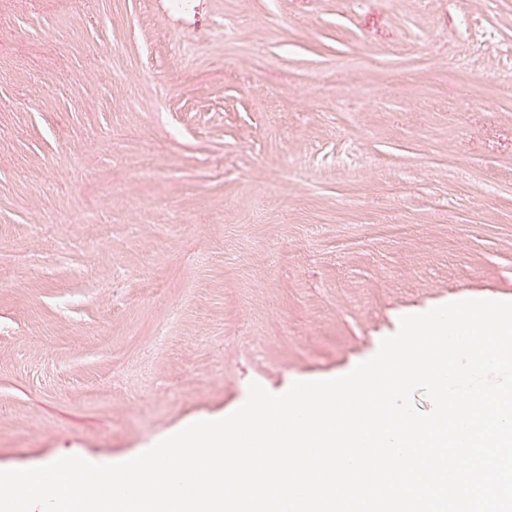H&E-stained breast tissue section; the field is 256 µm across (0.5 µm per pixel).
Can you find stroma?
<instances>
[{"label":"stroma","mask_w":512,"mask_h":512,"mask_svg":"<svg viewBox=\"0 0 512 512\" xmlns=\"http://www.w3.org/2000/svg\"><path fill=\"white\" fill-rule=\"evenodd\" d=\"M463 299L512 301V0H0V470Z\"/></svg>","instance_id":"35a3bbf8"}]
</instances>
